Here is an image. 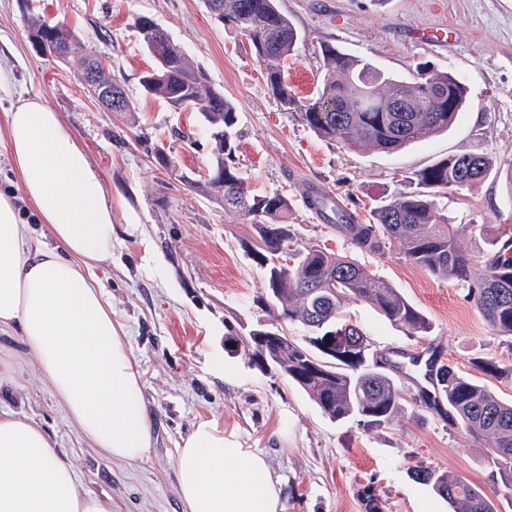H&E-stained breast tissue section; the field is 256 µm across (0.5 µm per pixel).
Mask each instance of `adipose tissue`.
Returning <instances> with one entry per match:
<instances>
[{"mask_svg":"<svg viewBox=\"0 0 512 512\" xmlns=\"http://www.w3.org/2000/svg\"><path fill=\"white\" fill-rule=\"evenodd\" d=\"M19 194L0 192V328L19 327L83 438L133 463L152 448L142 380L102 292L88 278L112 255V197L100 170L38 97L17 96L0 116ZM26 201L51 238L22 217ZM185 512H280L265 459L210 420L197 423L177 461ZM0 512H112L82 493L70 464L27 417L0 414Z\"/></svg>","mask_w":512,"mask_h":512,"instance_id":"ef3b65f1","label":"adipose tissue"}]
</instances>
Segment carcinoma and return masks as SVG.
Here are the masks:
<instances>
[{"instance_id": "obj_1", "label": "carcinoma", "mask_w": 512, "mask_h": 512, "mask_svg": "<svg viewBox=\"0 0 512 512\" xmlns=\"http://www.w3.org/2000/svg\"><path fill=\"white\" fill-rule=\"evenodd\" d=\"M218 18L244 33L273 96L285 109H299V118L325 139H340L352 148L395 152L430 135L446 131L462 111L465 85L446 70H419L410 77L387 74L372 63L321 45L323 79L317 96L301 101L288 82L284 63L295 55L300 33L276 6V0H220ZM142 41L153 59L139 84L143 92L176 110L199 113L215 140L214 161L206 175L189 181L198 191L214 194L224 213L253 226L246 252L264 274L265 304L272 321L247 333L251 359L273 367L300 388L331 420H354L365 427L390 424L401 411L402 396L379 362L367 359L369 344L360 328L344 318L350 303H366L394 326L413 335L430 332V322L391 283L375 277L354 258L329 252L314 242H300L288 224L291 204L279 192L256 194L233 166L236 106L215 89L204 71L182 55L181 45L159 30L148 16L137 20ZM28 37L54 46L62 64L78 72L94 68L97 82L121 86L104 57L87 52L78 31L55 23L31 9ZM501 164L484 154L448 156L416 174L420 192H403L380 203L364 223L352 214L336 228L361 251L376 252L396 243L412 263L436 279L466 287L490 328L512 339V237L501 233L497 250L483 273L471 274V255L461 243V228L450 224L435 202L436 194L463 189L483 180ZM306 206L336 215V200L306 197ZM291 244L288 254L282 244ZM297 322L310 331L319 347L328 326L350 329L351 345L336 346L326 363L279 331L280 321ZM452 419L472 436L488 442L487 461L494 483L512 490V401L501 399L485 384L448 367L438 379ZM416 479L448 500L452 512H496L493 499L466 478L419 467Z\"/></svg>"}]
</instances>
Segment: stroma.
<instances>
[{
  "mask_svg": "<svg viewBox=\"0 0 512 512\" xmlns=\"http://www.w3.org/2000/svg\"><path fill=\"white\" fill-rule=\"evenodd\" d=\"M76 28L101 51L125 85L133 108L106 111L73 68L36 53L22 3ZM302 35L286 64L299 99L315 97L320 46L336 45L389 73L416 65L450 71L467 88V105L448 131L387 153L346 147L317 136L273 97L245 35L211 14L205 0H0V54L11 67L0 84V113L16 92L62 112L98 166L112 197V258L93 278L120 323L143 382L153 430L150 455L113 460L78 432L50 383L30 359L19 328L0 330V359L13 373L0 383V411L31 418L71 464L81 492L109 499L112 512H184L177 486L178 450L198 421L212 420L242 447L263 456L280 489L282 512H365L374 489L381 512H450L445 499L415 481L413 467L457 473L486 493L497 512H512V493L494 494L485 442L448 419L447 405L415 401L401 375L403 400L393 425L371 429L336 422L276 370H259L228 334L268 320L263 271L245 252L250 225L225 215L186 177L205 174L215 142L203 118L144 96L140 75L153 60L136 28L152 17L237 108L235 165L251 188L287 195L288 222L304 240L356 257L431 323L412 336L364 303L346 315L370 342L432 343L460 374L481 378L512 399V341L496 336L457 282H443L408 261L398 245L363 252L304 203L308 185L337 197L360 218L378 201L414 191L415 174L438 159L483 153L512 160V0H276ZM450 223L484 226L462 242L481 274L489 243L512 232V186L505 172L438 195ZM491 359L497 376L476 363Z\"/></svg>",
  "mask_w": 512,
  "mask_h": 512,
  "instance_id": "obj_1",
  "label": "stroma"
}]
</instances>
